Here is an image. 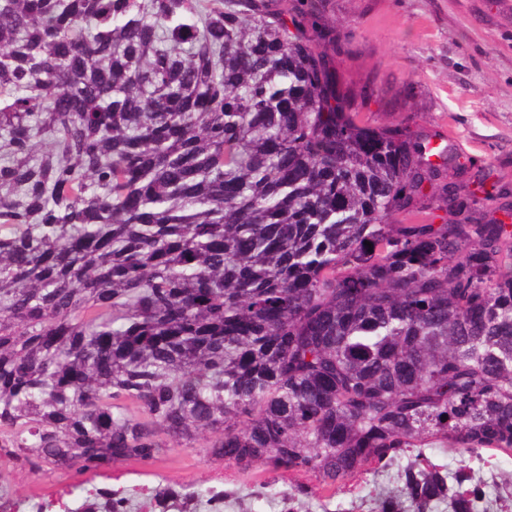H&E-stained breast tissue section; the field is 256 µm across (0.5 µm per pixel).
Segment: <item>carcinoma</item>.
Here are the masks:
<instances>
[{
    "mask_svg": "<svg viewBox=\"0 0 512 512\" xmlns=\"http://www.w3.org/2000/svg\"><path fill=\"white\" fill-rule=\"evenodd\" d=\"M315 10L0 0L1 453L80 477L201 441L328 493L433 437L512 450V225L362 122ZM472 480L416 456L377 512H486Z\"/></svg>",
    "mask_w": 512,
    "mask_h": 512,
    "instance_id": "carcinoma-1",
    "label": "carcinoma"
}]
</instances>
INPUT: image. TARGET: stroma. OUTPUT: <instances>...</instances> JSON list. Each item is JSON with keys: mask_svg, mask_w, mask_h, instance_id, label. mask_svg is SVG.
I'll list each match as a JSON object with an SVG mask.
<instances>
[{"mask_svg": "<svg viewBox=\"0 0 512 512\" xmlns=\"http://www.w3.org/2000/svg\"><path fill=\"white\" fill-rule=\"evenodd\" d=\"M324 26L334 34L336 67L363 122L400 124L440 142L449 180L481 174L475 207L494 211L492 192L512 188V0H319ZM456 470L467 464L493 512H512L503 479L512 475V452L462 458L447 440L424 450ZM412 453L387 466L373 464L323 493L308 472L242 470L202 448H170L157 460L116 459L87 475L88 487L111 485L130 499V512H150L158 482L178 483L207 499L225 490L223 512H284L283 494L304 488L298 512H374L379 494L400 488V470ZM67 475L38 476L10 456L0 457V486L18 503L35 499L72 512Z\"/></svg>", "mask_w": 512, "mask_h": 512, "instance_id": "1", "label": "stroma"}]
</instances>
